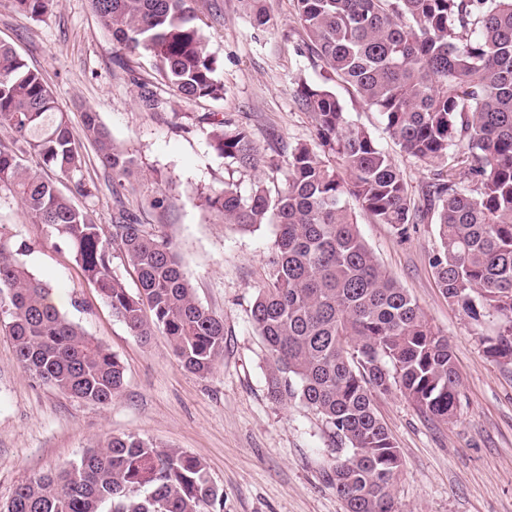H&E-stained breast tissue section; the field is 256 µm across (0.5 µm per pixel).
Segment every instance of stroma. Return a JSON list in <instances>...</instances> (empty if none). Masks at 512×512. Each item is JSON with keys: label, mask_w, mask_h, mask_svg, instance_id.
<instances>
[{"label": "stroma", "mask_w": 512, "mask_h": 512, "mask_svg": "<svg viewBox=\"0 0 512 512\" xmlns=\"http://www.w3.org/2000/svg\"><path fill=\"white\" fill-rule=\"evenodd\" d=\"M271 21L253 29L247 0H194L206 51L221 64L222 99L186 100L157 75L151 59L119 48L90 0H53L34 19L0 0V41L14 44L42 72L84 154L82 176L96 184L97 223L112 222L111 175L95 144L83 137L81 114L98 112L113 141L131 154L137 175L123 201L141 223L172 243L199 303L224 320V357L201 377L175 359L163 334L141 342L90 288L71 252L32 223L21 200L0 193V234L25 242L24 260L53 290L58 308L121 360L122 391L106 405L72 398L36 381L19 365L0 324V505L22 480L78 462L108 434H134L199 458L224 490V512H346L326 482L330 459L318 417L297 402L267 395V352L251 321L266 282L276 227L244 230L202 206L201 191L233 177L242 192L255 181L281 187L283 172L267 158L312 142L308 112L295 101L297 80L320 82V68L297 48L304 33L291 0H261ZM334 90L350 119L391 156L411 192L431 167L402 152L382 117L344 84ZM150 93L152 104L142 101ZM246 127L264 160L234 170L211 146L216 120ZM162 198L152 208L153 198ZM358 229L382 268L405 288L432 326L446 336L461 373L457 418L441 423L419 414L400 394L375 407L403 455L396 484L403 512H512V364L488 357L468 319L436 284L428 258L435 227L418 224L407 240L357 211Z\"/></svg>", "instance_id": "stroma-1"}]
</instances>
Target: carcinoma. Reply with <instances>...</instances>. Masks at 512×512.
I'll list each match as a JSON object with an SVG mask.
<instances>
[{
    "label": "carcinoma",
    "mask_w": 512,
    "mask_h": 512,
    "mask_svg": "<svg viewBox=\"0 0 512 512\" xmlns=\"http://www.w3.org/2000/svg\"><path fill=\"white\" fill-rule=\"evenodd\" d=\"M193 0H91L118 46L147 54L181 97L221 99L220 64L208 54ZM52 0H12L32 18ZM302 49L323 81L298 84L314 121V143L288 147L283 186L242 194L226 179L202 196L224 224L278 227L268 282L251 306L267 351L266 387L277 403L297 401L322 422L332 464L327 482L346 512H400L394 487L402 456L374 407L398 393L423 415L451 422L460 377L448 339L377 261L361 237L354 200L401 240L416 224L436 226L430 256L436 283L483 334L494 359L512 362V0H293ZM341 82L381 114L408 156L436 165L422 199L389 154L355 125L329 83ZM112 196L125 195L136 164L112 141L98 113L83 112ZM0 190L18 196L31 221L73 253L84 278L146 342L167 336L179 364L205 377L224 355V320L201 306L171 244L120 210L105 228L44 170L95 197L66 115L40 72L0 41ZM212 147L241 170L258 149L242 126L219 121ZM21 242L0 235V322L34 379L72 397L108 404L124 385L109 348L53 302ZM120 257L137 274L131 292L112 271ZM6 512H224V491L204 464L136 435L109 436L80 461L21 482Z\"/></svg>",
    "instance_id": "obj_1"
}]
</instances>
